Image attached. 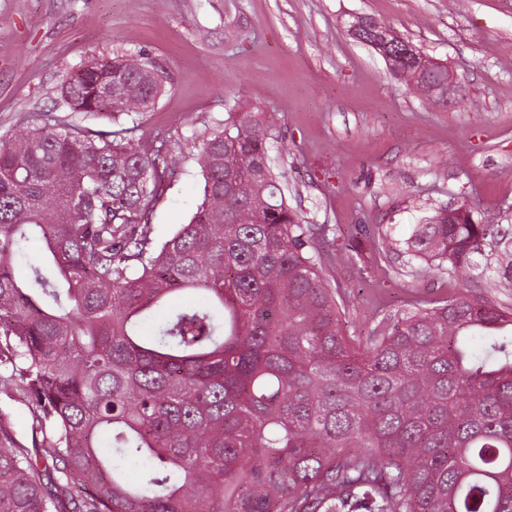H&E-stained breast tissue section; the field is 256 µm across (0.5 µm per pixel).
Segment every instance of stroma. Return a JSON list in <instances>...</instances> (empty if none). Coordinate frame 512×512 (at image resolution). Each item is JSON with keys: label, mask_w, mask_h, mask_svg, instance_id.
Here are the masks:
<instances>
[{"label": "stroma", "mask_w": 512, "mask_h": 512, "mask_svg": "<svg viewBox=\"0 0 512 512\" xmlns=\"http://www.w3.org/2000/svg\"><path fill=\"white\" fill-rule=\"evenodd\" d=\"M369 15L448 69L447 102L413 93L347 30ZM146 51L167 91L124 118L137 146L178 151L153 203L152 235L189 221L202 176L188 140L223 120L228 103L278 112L271 155L288 203L344 245L327 268L364 312L417 295L437 300L456 282L411 275L384 258L376 229L398 239L434 209L468 204L474 220L512 240V0H0V135L32 113L59 115L57 88L94 56ZM472 290L512 307V287L491 253L476 256ZM0 424L17 444L46 440L27 401L0 385Z\"/></svg>", "instance_id": "1"}]
</instances>
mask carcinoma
I'll return each mask as SVG.
<instances>
[{
    "label": "carcinoma",
    "instance_id": "cac0c4a2",
    "mask_svg": "<svg viewBox=\"0 0 512 512\" xmlns=\"http://www.w3.org/2000/svg\"><path fill=\"white\" fill-rule=\"evenodd\" d=\"M160 72L143 51L92 59L59 88L57 130L35 114L0 136V384L35 406L65 492H86L73 512H512V309L456 291L350 333L324 277L339 255L273 171L274 118L234 104L193 144L201 203L156 241L158 157L81 119L150 111ZM443 213L402 241L379 228L382 254L469 281L498 225ZM24 242L40 257L20 279ZM0 512H67L2 425Z\"/></svg>",
    "mask_w": 512,
    "mask_h": 512
}]
</instances>
